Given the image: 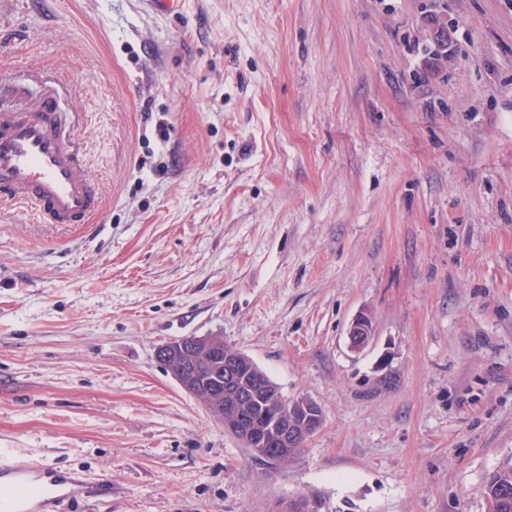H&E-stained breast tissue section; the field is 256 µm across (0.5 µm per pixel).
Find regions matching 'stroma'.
Wrapping results in <instances>:
<instances>
[{
  "instance_id": "1",
  "label": "stroma",
  "mask_w": 512,
  "mask_h": 512,
  "mask_svg": "<svg viewBox=\"0 0 512 512\" xmlns=\"http://www.w3.org/2000/svg\"><path fill=\"white\" fill-rule=\"evenodd\" d=\"M45 77L104 201L84 226L0 201V452L84 480L69 512H487L512 462V0H0V109ZM187 336L320 430L257 459L158 360ZM372 338V323L367 314L357 316L348 331L349 347L353 351L363 350ZM512 488V464L499 468L483 486V495L487 501L488 512H512V497L507 503L500 501L501 488Z\"/></svg>"
}]
</instances>
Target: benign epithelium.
Returning a JSON list of instances; mask_svg holds the SVG:
<instances>
[{
	"mask_svg": "<svg viewBox=\"0 0 512 512\" xmlns=\"http://www.w3.org/2000/svg\"><path fill=\"white\" fill-rule=\"evenodd\" d=\"M372 338V323L361 314L348 331L349 347L363 350ZM157 357L188 394L203 403L224 426L261 458L280 463L322 425L320 407L308 398L282 401L278 388L244 353L216 336L183 338L158 348ZM284 406L269 413L255 404L256 394ZM304 496L274 505L271 512H320Z\"/></svg>",
	"mask_w": 512,
	"mask_h": 512,
	"instance_id": "obj_1",
	"label": "benign epithelium"
}]
</instances>
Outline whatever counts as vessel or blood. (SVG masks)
<instances>
[{
    "label": "vessel or blood",
    "mask_w": 512,
    "mask_h": 512,
    "mask_svg": "<svg viewBox=\"0 0 512 512\" xmlns=\"http://www.w3.org/2000/svg\"><path fill=\"white\" fill-rule=\"evenodd\" d=\"M0 200L30 208L50 224H88L103 206L62 127L54 91L25 112L0 113ZM37 465L0 455V486L18 497L0 512H59L74 497L72 487L45 485Z\"/></svg>",
    "instance_id": "b4317fda"
}]
</instances>
